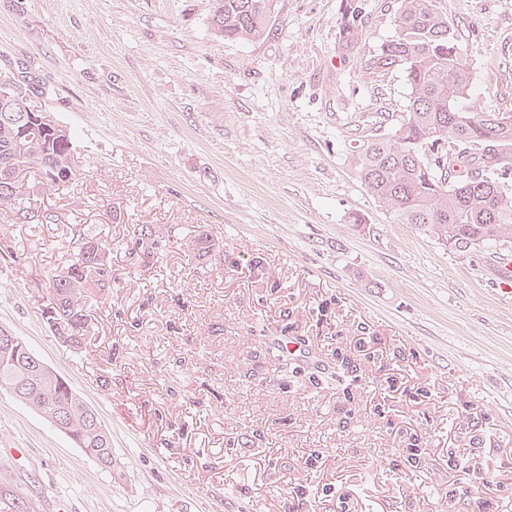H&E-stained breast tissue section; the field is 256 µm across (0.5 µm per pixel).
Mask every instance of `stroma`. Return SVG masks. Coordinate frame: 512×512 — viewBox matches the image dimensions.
I'll list each match as a JSON object with an SVG mask.
<instances>
[{
	"label": "stroma",
	"instance_id": "obj_1",
	"mask_svg": "<svg viewBox=\"0 0 512 512\" xmlns=\"http://www.w3.org/2000/svg\"><path fill=\"white\" fill-rule=\"evenodd\" d=\"M494 111L512 0H438ZM399 0H278L260 40L211 0H0V75L75 135L80 174L21 176L51 224L0 210V328L97 410L104 470L0 390V512H512V244L449 249L381 210L348 162L409 89L366 70ZM116 281L82 350L43 312L72 228ZM152 225L134 241V225ZM281 340L302 354L286 370ZM348 10L350 13H348V11L345 13V19H347L343 27L342 46L344 50L350 53L358 50L359 44L364 36V28L361 4H350Z\"/></svg>",
	"mask_w": 512,
	"mask_h": 512
}]
</instances>
